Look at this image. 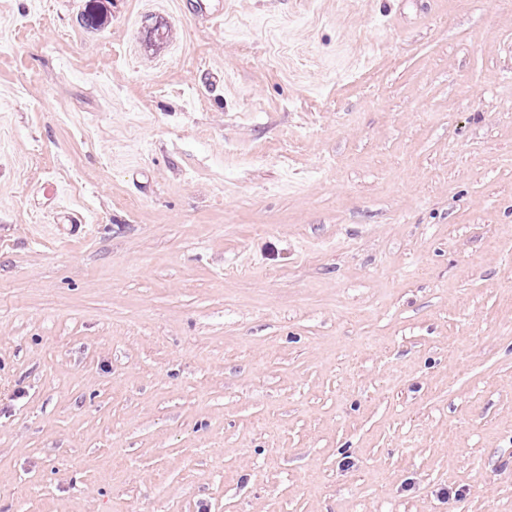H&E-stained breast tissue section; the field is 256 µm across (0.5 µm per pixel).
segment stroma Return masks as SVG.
Wrapping results in <instances>:
<instances>
[{"label":"stroma","mask_w":512,"mask_h":512,"mask_svg":"<svg viewBox=\"0 0 512 512\" xmlns=\"http://www.w3.org/2000/svg\"><path fill=\"white\" fill-rule=\"evenodd\" d=\"M103 3L0 0V512H512V0Z\"/></svg>","instance_id":"stroma-1"}]
</instances>
